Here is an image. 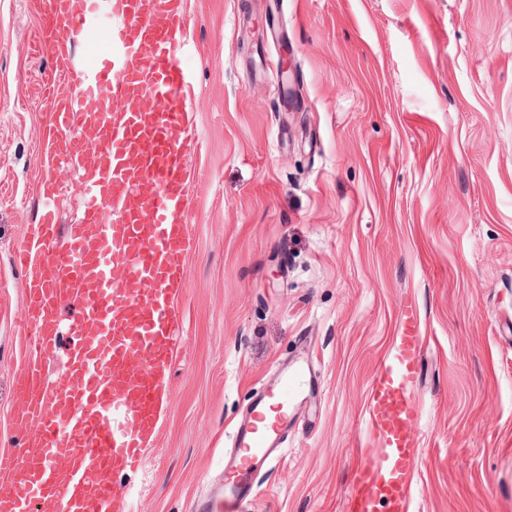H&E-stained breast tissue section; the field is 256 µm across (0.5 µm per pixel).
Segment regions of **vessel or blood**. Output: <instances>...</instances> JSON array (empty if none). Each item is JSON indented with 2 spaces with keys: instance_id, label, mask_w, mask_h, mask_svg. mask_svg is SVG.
<instances>
[{
  "instance_id": "obj_1",
  "label": "vessel or blood",
  "mask_w": 512,
  "mask_h": 512,
  "mask_svg": "<svg viewBox=\"0 0 512 512\" xmlns=\"http://www.w3.org/2000/svg\"><path fill=\"white\" fill-rule=\"evenodd\" d=\"M188 0H42L38 45L55 64L40 145L44 206L14 262L26 271L17 421L36 428L0 466V512H128L117 473L137 469L156 436L186 280L181 214L193 145L192 75L178 58ZM83 42L81 54L70 44ZM82 180L78 220L60 228L54 172ZM70 344H63V337ZM423 337L410 304L394 352L370 387L375 455L355 469L344 512H409L416 463L413 400ZM68 352L66 381L47 356ZM319 387L301 352L252 400L224 460V487L194 512H238L299 424L293 403Z\"/></svg>"
}]
</instances>
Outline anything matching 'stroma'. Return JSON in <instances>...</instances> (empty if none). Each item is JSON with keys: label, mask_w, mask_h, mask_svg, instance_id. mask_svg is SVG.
<instances>
[{"label": "stroma", "mask_w": 512, "mask_h": 512, "mask_svg": "<svg viewBox=\"0 0 512 512\" xmlns=\"http://www.w3.org/2000/svg\"><path fill=\"white\" fill-rule=\"evenodd\" d=\"M34 0H0V460L24 343L13 253L41 202ZM179 49L201 155L186 320L132 512H191L300 344L311 427L243 512H343L402 303L425 338L410 512H512V0H191ZM287 57L296 100L276 97Z\"/></svg>", "instance_id": "1"}]
</instances>
